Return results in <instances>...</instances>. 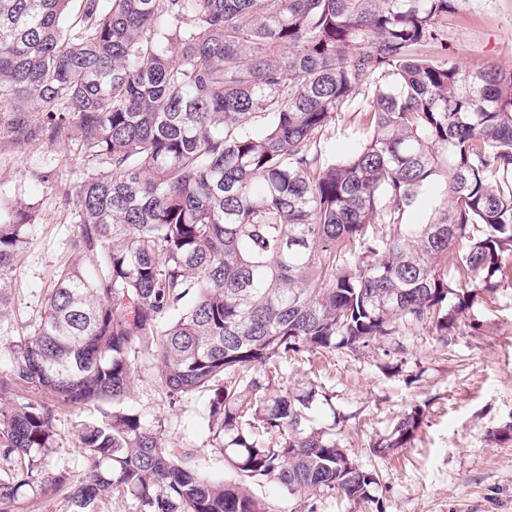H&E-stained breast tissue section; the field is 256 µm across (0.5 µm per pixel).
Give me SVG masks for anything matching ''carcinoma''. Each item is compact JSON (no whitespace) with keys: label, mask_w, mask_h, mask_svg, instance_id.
Masks as SVG:
<instances>
[{"label":"carcinoma","mask_w":512,"mask_h":512,"mask_svg":"<svg viewBox=\"0 0 512 512\" xmlns=\"http://www.w3.org/2000/svg\"><path fill=\"white\" fill-rule=\"evenodd\" d=\"M457 2L0 0L10 143L63 140L85 164L62 193L76 261L0 374V512L63 487L70 512L118 488L140 512H275L248 487L266 480L371 499L377 474L320 423L329 396L282 369L412 327L445 338L512 282V69L419 55ZM359 96L367 135L325 159ZM37 212L0 204V278ZM135 342L170 396L210 392L209 443L239 480L121 407ZM87 404L75 481L48 453L59 410ZM423 413L370 448L405 447Z\"/></svg>","instance_id":"1"}]
</instances>
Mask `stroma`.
Returning a JSON list of instances; mask_svg holds the SVG:
<instances>
[{"mask_svg": "<svg viewBox=\"0 0 512 512\" xmlns=\"http://www.w3.org/2000/svg\"><path fill=\"white\" fill-rule=\"evenodd\" d=\"M442 31L444 47L428 48V55L473 69L489 62L512 69V0H460ZM362 109L354 101L331 124L327 155L348 153L362 137ZM80 167L67 143L39 138L16 147L0 133V200L38 204L13 269L0 280V371L9 365L12 342L39 321L58 268L73 257L60 186L77 185ZM130 357L135 369L126 408L146 424L162 426L168 440L193 449L208 475L233 479L207 439V393L169 398L158 380L157 360L138 346ZM284 378L289 385L331 394L323 422H335L341 442L357 436L359 445L349 455L377 472L379 484L374 502L360 504L327 489L304 498L273 481L253 486L255 497L276 512H512V446L493 438L512 423V285L480 298L457 319L447 341L416 328L382 337L352 357L315 356L291 364ZM416 404L423 405L424 416L411 443L384 455L373 452L371 442L385 437ZM97 414L93 405L60 412L53 469L82 477L79 434Z\"/></svg>", "mask_w": 512, "mask_h": 512, "instance_id": "stroma-1", "label": "stroma"}]
</instances>
